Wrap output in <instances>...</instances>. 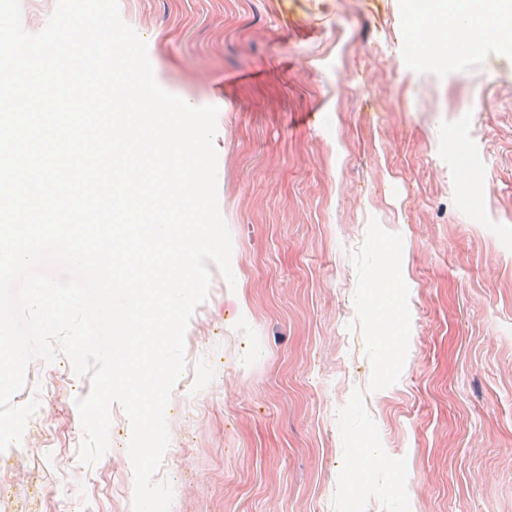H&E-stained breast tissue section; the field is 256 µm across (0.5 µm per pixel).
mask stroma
<instances>
[{"instance_id":"35a3bbf8","label":"stroma","mask_w":512,"mask_h":512,"mask_svg":"<svg viewBox=\"0 0 512 512\" xmlns=\"http://www.w3.org/2000/svg\"><path fill=\"white\" fill-rule=\"evenodd\" d=\"M118 6L158 83L219 110L233 244L165 410L170 512H512V46L408 67L401 0ZM24 390L0 512H132L121 405L86 467L88 379L38 358Z\"/></svg>"}]
</instances>
